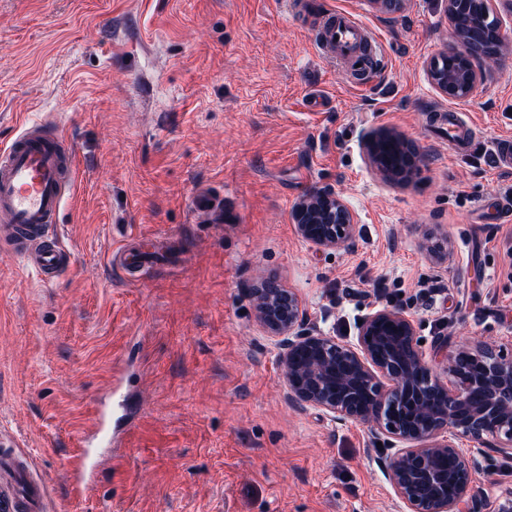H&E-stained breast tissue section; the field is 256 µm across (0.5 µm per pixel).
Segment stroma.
<instances>
[{
	"label": "stroma",
	"mask_w": 512,
	"mask_h": 512,
	"mask_svg": "<svg viewBox=\"0 0 512 512\" xmlns=\"http://www.w3.org/2000/svg\"><path fill=\"white\" fill-rule=\"evenodd\" d=\"M0 0V143L55 115L76 179L55 226L73 257L47 283L0 251V448L46 485L51 512H403L385 477L390 440L289 402L252 285L294 291L310 325L345 343L375 309L411 319L440 376L448 350L494 337L512 356V169L486 153L512 135L507 49L470 98L430 82L453 40L447 0ZM352 12L384 57L357 84L315 51V17ZM320 91L324 109L308 104ZM452 108L478 152L435 134ZM391 130L417 146L412 182L386 179L364 143ZM316 188L354 212L353 245L305 241L292 212ZM224 200L204 222L198 194ZM178 236L179 253L130 281L110 255L129 232ZM139 374L137 427L120 463L70 491L67 460L114 368ZM475 488L512 501V458L459 439Z\"/></svg>",
	"instance_id": "1"
}]
</instances>
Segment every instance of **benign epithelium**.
<instances>
[{
    "mask_svg": "<svg viewBox=\"0 0 512 512\" xmlns=\"http://www.w3.org/2000/svg\"><path fill=\"white\" fill-rule=\"evenodd\" d=\"M451 53L467 62L471 90L481 84L502 48L472 47L454 39ZM401 143L420 161L418 149L389 131L364 144L370 164L386 177L408 181L417 170L398 172L382 164L380 145ZM301 236L337 249L358 232L355 215L331 189L313 190L293 211ZM260 323L275 341L289 401L310 405L338 421H359L391 439L395 452L385 474L406 512H480L473 487L475 463L455 444L466 437L489 451L512 457V358L495 341L449 357L451 379H440L426 362L412 320L397 309L362 318L357 343L339 341L306 324L297 295L265 279L249 290ZM450 456L448 473L434 459Z\"/></svg>",
    "mask_w": 512,
    "mask_h": 512,
    "instance_id": "benign-epithelium-1",
    "label": "benign epithelium"
}]
</instances>
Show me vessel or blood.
<instances>
[{"mask_svg": "<svg viewBox=\"0 0 512 512\" xmlns=\"http://www.w3.org/2000/svg\"><path fill=\"white\" fill-rule=\"evenodd\" d=\"M370 29L353 14L333 10L319 28L320 55L354 65ZM75 152L63 127L43 121L26 126L9 145L0 148V248L24 259L44 281L63 270L68 256L52 231L70 191ZM174 238L133 235L119 249L126 272L144 270L155 258H168ZM126 372H113L110 390L97 404L96 426L77 439L78 452L68 466L69 480L85 491L99 462L100 451L132 426L125 392ZM0 512H50L45 484L13 449L0 448Z\"/></svg>", "mask_w": 512, "mask_h": 512, "instance_id": "1", "label": "vessel or blood"}]
</instances>
